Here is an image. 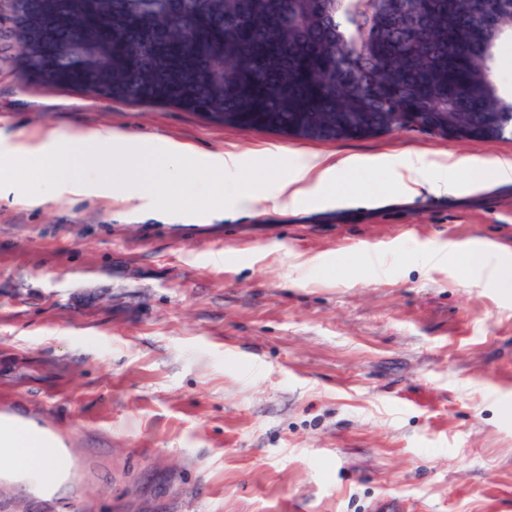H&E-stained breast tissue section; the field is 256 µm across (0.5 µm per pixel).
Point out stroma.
<instances>
[{"label": "stroma", "mask_w": 512, "mask_h": 512, "mask_svg": "<svg viewBox=\"0 0 512 512\" xmlns=\"http://www.w3.org/2000/svg\"><path fill=\"white\" fill-rule=\"evenodd\" d=\"M108 124L132 139L251 157L463 161V190L344 207L184 219L66 196L0 200V420L61 455L50 487L0 472V512H512V281L461 254L512 257V183L468 162L512 136L399 127L331 138L106 99L0 74V142ZM471 264L484 272L483 278L487 283H497L507 278H512V262L509 259L499 258L495 254V247L487 245L485 248L477 251H471ZM495 257L492 264L489 257Z\"/></svg>", "instance_id": "stroma-1"}]
</instances>
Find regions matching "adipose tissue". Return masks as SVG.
Wrapping results in <instances>:
<instances>
[{
    "label": "adipose tissue",
    "mask_w": 512,
    "mask_h": 512,
    "mask_svg": "<svg viewBox=\"0 0 512 512\" xmlns=\"http://www.w3.org/2000/svg\"><path fill=\"white\" fill-rule=\"evenodd\" d=\"M0 152L6 157L0 167V198L36 205L70 195L111 199L134 210L147 201L166 205L168 188L176 182L183 188L185 213L202 193L240 209L259 198L289 210L343 205L353 197L349 176L367 171L351 159L302 154L286 175L257 188L241 179L248 161L240 153L227 151L205 160L182 146L137 141L108 125L75 129L64 136L51 132L34 144L7 146ZM14 167L28 170L31 181L12 179ZM460 167V160L451 156L429 160L410 155L389 165L388 184L374 185L370 196L383 201L393 195L409 197L422 188L437 196L451 195L461 189ZM10 458L22 459L27 472L46 484L55 483L60 472L48 440L31 426L0 423V459Z\"/></svg>",
    "instance_id": "adipose-tissue-1"
}]
</instances>
